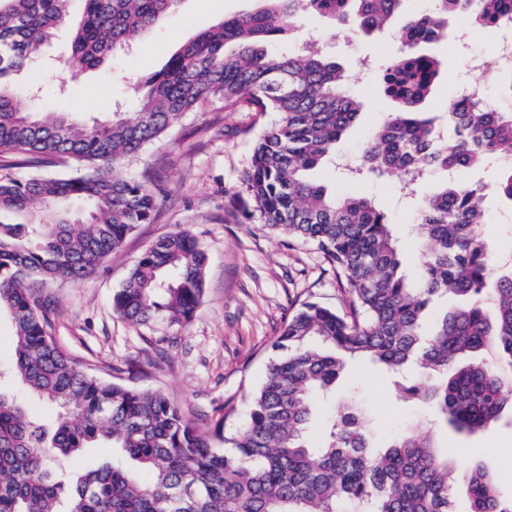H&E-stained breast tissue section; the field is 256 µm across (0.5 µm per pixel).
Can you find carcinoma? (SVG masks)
Wrapping results in <instances>:
<instances>
[{
  "instance_id": "cac0c4a2",
  "label": "carcinoma",
  "mask_w": 512,
  "mask_h": 512,
  "mask_svg": "<svg viewBox=\"0 0 512 512\" xmlns=\"http://www.w3.org/2000/svg\"><path fill=\"white\" fill-rule=\"evenodd\" d=\"M79 18L70 19L74 2ZM198 33L147 82L131 117L91 123L21 107L11 76L40 56L65 25L77 78L105 66L179 0H0V155L35 175L0 176V312L13 324L15 359L0 378L55 404L47 423L0 391V512H455L448 449L408 427L373 453L367 419L353 401L306 442L316 399L335 389L344 359L383 367L402 401L431 421L477 434L512 412V268L492 277L480 229L483 185L444 181L417 199L412 232L424 262L417 283L400 272L385 213L363 196H339L309 172L330 161L359 119L362 102L332 58L304 46L282 55L270 37L301 15L329 17L365 35L399 14L404 0H263ZM482 30L512 24V0H434L404 18L403 50L382 73L396 110L368 136L348 176L478 171L508 163L498 193L512 202V113L482 96L450 98L446 118L422 109L441 75L424 46L448 40V20ZM209 99L224 111L275 112L257 139L241 188L262 226L315 245L348 286V311L305 303L273 345L247 422L224 429V447L160 392L88 373L50 334L48 309L30 284L80 281L126 237L153 220L159 185L151 172L128 179L119 163L137 156ZM70 164L78 176L40 174ZM206 253L187 232L160 237L130 269L113 309L138 326L191 321L205 288ZM461 298L431 333L429 304ZM494 306L490 319L484 305ZM84 448H111L112 461L78 476L62 461ZM469 512H512L479 454L462 476Z\"/></svg>"
}]
</instances>
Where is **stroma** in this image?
<instances>
[{
  "label": "stroma",
  "instance_id": "stroma-1",
  "mask_svg": "<svg viewBox=\"0 0 512 512\" xmlns=\"http://www.w3.org/2000/svg\"><path fill=\"white\" fill-rule=\"evenodd\" d=\"M259 7L258 0H182L133 49L115 53L106 68L88 72L76 82L57 73L59 60L70 52L67 36L59 35L40 60L15 76L18 99L25 108L73 112L86 122L108 110L132 113L136 87L162 70L190 38L224 18ZM401 23V18H394L378 37L369 39L309 14L302 18L297 38L283 34L272 42L273 49L283 54L295 50L296 40L316 42L351 71L350 90L361 97L364 108L358 122L337 142V154L361 155L367 132L395 109L381 90L379 75L401 48ZM499 37L512 38V27L498 30L493 37L477 32L434 45L443 74L424 104L426 112L443 117L449 95L469 84L465 59L484 53ZM276 119L272 112L228 116L219 100L209 102L203 111L187 113L173 132L121 166L134 179L140 178L147 164L160 171L163 191L153 221L140 225L120 252L88 278L42 286L52 335L84 369L136 389L162 392L209 431L223 416L228 401L236 407L234 424L246 422L251 396L274 354L273 344L302 304L342 306V284L323 253L313 245L269 234L253 216L241 188L255 139ZM315 176L338 194L374 200L393 226L403 274L417 282L423 256L409 232L412 213L400 174L351 182L327 164ZM458 179L485 184L489 221L481 235L499 263L512 262V205L496 191L495 165L459 174ZM175 231L194 235L207 252L204 297L187 325H132L114 312L112 298L139 257L159 237ZM351 397L386 439L419 418L415 409L399 404L376 366L354 360L348 362L334 398L319 401L318 415L308 431L310 443L320 442L324 416ZM432 433L439 446L451 448L450 459L459 474L467 468V449H482L500 491L512 494V464L505 460L512 452L511 424L502 421L472 436L440 426Z\"/></svg>",
  "mask_w": 512,
  "mask_h": 512
}]
</instances>
